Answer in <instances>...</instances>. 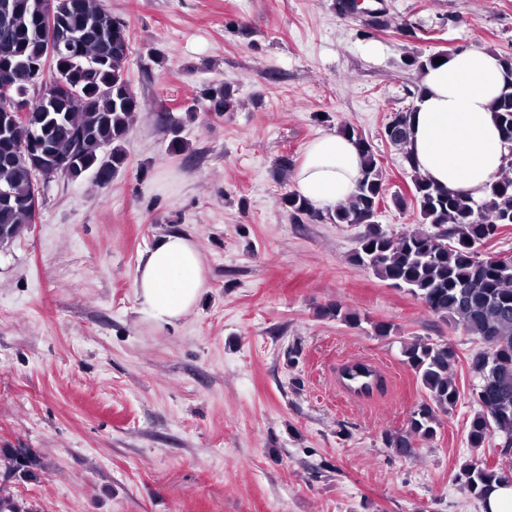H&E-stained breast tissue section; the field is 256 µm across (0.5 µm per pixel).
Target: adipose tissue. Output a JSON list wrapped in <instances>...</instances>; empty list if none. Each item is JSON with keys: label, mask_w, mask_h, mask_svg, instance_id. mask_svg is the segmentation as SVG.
Listing matches in <instances>:
<instances>
[{"label": "adipose tissue", "mask_w": 512, "mask_h": 512, "mask_svg": "<svg viewBox=\"0 0 512 512\" xmlns=\"http://www.w3.org/2000/svg\"><path fill=\"white\" fill-rule=\"evenodd\" d=\"M512 87L500 58L473 47L426 68L410 117L407 149L418 171L441 190L482 201L512 151L492 112ZM352 138L328 130L311 140L293 175L295 193L325 211L347 201L361 172ZM206 285L196 244L180 233L159 237L142 255L135 279L138 311L154 327L176 325Z\"/></svg>", "instance_id": "ef3b65f1"}]
</instances>
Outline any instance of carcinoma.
Segmentation results:
<instances>
[{"instance_id": "carcinoma-1", "label": "carcinoma", "mask_w": 512, "mask_h": 512, "mask_svg": "<svg viewBox=\"0 0 512 512\" xmlns=\"http://www.w3.org/2000/svg\"><path fill=\"white\" fill-rule=\"evenodd\" d=\"M51 14L61 56L45 70L49 40L44 27ZM129 47L127 22L96 0H9V6L0 9V191L9 197L0 201L1 229L19 233L32 222L35 167L54 177L64 151L74 150L78 176L91 171L98 180L123 166V143L141 109L127 76ZM36 88L41 97L33 101ZM28 99L31 111L23 123L14 101ZM208 102L213 112L234 108L232 92L222 85L210 89ZM411 112L408 107L393 113L385 137L401 150L413 173L412 197L423 227L393 237L376 224L385 198L383 170L373 143L351 125L343 126L342 132L355 139L364 166L348 202L326 213L294 193L283 196L282 203L297 220L366 225L353 262L406 290L429 313L479 341L469 371L485 388H472L481 410L469 423L468 444L483 448L498 432L499 446L512 448V255L483 257L478 252L499 228L512 224V156L506 157L483 202L445 193L417 172L405 148ZM494 113L512 141L511 90L498 98ZM106 147L109 154H100ZM426 224L430 228H424ZM401 354L426 395L406 430L387 440L397 455L405 457L414 452L411 438H433L438 413L456 406L460 390L454 372L459 357L445 340L403 341ZM374 375L372 367L357 363L346 368L345 382L363 376L367 381L358 388L365 389ZM460 477L471 494L483 500L508 479V473L472 461L461 468ZM0 512L33 510L0 488Z\"/></svg>"}]
</instances>
